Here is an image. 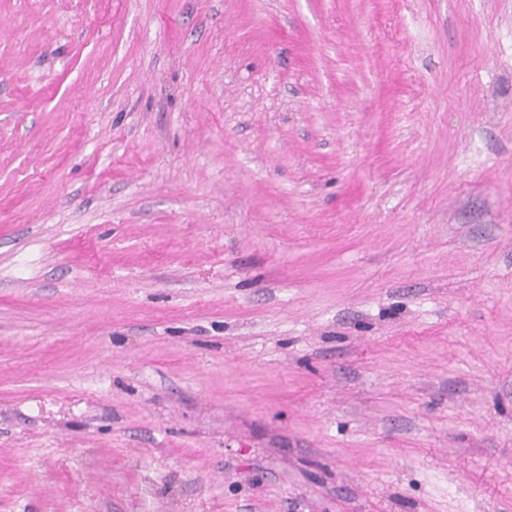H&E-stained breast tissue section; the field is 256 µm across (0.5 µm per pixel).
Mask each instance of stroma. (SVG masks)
Returning a JSON list of instances; mask_svg holds the SVG:
<instances>
[{"label": "stroma", "mask_w": 512, "mask_h": 512, "mask_svg": "<svg viewBox=\"0 0 512 512\" xmlns=\"http://www.w3.org/2000/svg\"><path fill=\"white\" fill-rule=\"evenodd\" d=\"M0 512H512V0H0Z\"/></svg>", "instance_id": "35a3bbf8"}]
</instances>
